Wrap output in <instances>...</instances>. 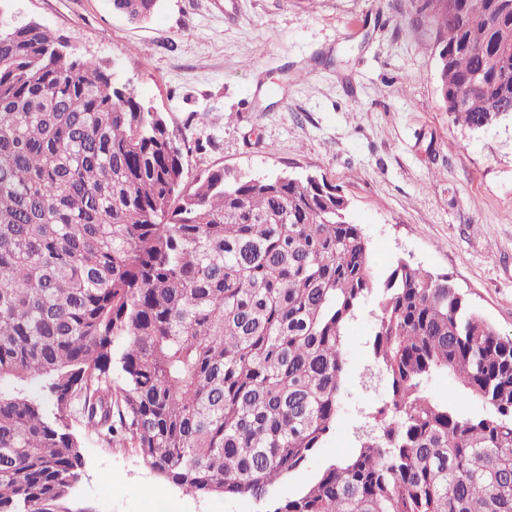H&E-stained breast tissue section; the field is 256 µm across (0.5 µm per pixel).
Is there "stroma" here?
I'll list each match as a JSON object with an SVG mask.
<instances>
[{"label": "stroma", "mask_w": 512, "mask_h": 512, "mask_svg": "<svg viewBox=\"0 0 512 512\" xmlns=\"http://www.w3.org/2000/svg\"><path fill=\"white\" fill-rule=\"evenodd\" d=\"M423 0H160L143 23L110 0H14L20 19L114 64L207 170L313 173L350 202L385 274L396 259L446 273L500 334L512 336V119L473 130L438 94L437 32ZM374 319L345 338L341 417L323 448L276 497L328 460L355 453L356 428L386 398L359 374ZM66 512H266L251 497L203 496L168 482L134 452L84 443Z\"/></svg>", "instance_id": "35a3bbf8"}]
</instances>
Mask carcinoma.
<instances>
[{
	"label": "carcinoma",
	"instance_id": "cac0c4a2",
	"mask_svg": "<svg viewBox=\"0 0 512 512\" xmlns=\"http://www.w3.org/2000/svg\"><path fill=\"white\" fill-rule=\"evenodd\" d=\"M111 2L142 23L159 0ZM428 2L442 105L483 129L512 110V0ZM184 160L108 63L0 5V512H61L75 418L266 512H512V337L446 273L399 258L376 276L326 179L221 169L190 188ZM374 296L381 433L277 498L336 428L347 329ZM441 373L482 410L429 397Z\"/></svg>",
	"mask_w": 512,
	"mask_h": 512
}]
</instances>
